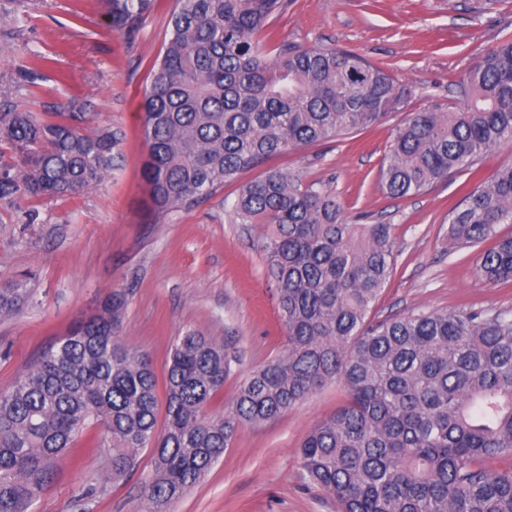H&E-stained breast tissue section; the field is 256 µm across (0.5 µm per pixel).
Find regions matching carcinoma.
<instances>
[{
	"label": "carcinoma",
	"mask_w": 512,
	"mask_h": 512,
	"mask_svg": "<svg viewBox=\"0 0 512 512\" xmlns=\"http://www.w3.org/2000/svg\"><path fill=\"white\" fill-rule=\"evenodd\" d=\"M160 0H101L112 31L137 32ZM287 0H172L169 32L141 102L146 219L198 203L246 169L364 130L399 111L407 85L343 49L293 46L273 27ZM464 103L412 112L378 173L392 197L419 194L512 144V40L487 49L459 81ZM77 112L0 106V207L77 196L118 166L122 132ZM235 224H270L262 242L287 345L211 406L240 364L237 350L199 331L173 344L158 424L148 357L117 336L122 300H105L0 390V512H29L52 463L99 427L112 477L149 450L142 512L201 483L238 431L280 416L338 381L346 401L300 447L307 478L338 512H512V310L375 313L395 265L389 224H351L325 183L279 169L239 188ZM512 162L451 212L448 240L492 239L476 274L512 281ZM31 299L0 283V319Z\"/></svg>",
	"instance_id": "1"
}]
</instances>
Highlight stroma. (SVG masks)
Instances as JSON below:
<instances>
[{
  "instance_id": "35a3bbf8",
  "label": "stroma",
  "mask_w": 512,
  "mask_h": 512,
  "mask_svg": "<svg viewBox=\"0 0 512 512\" xmlns=\"http://www.w3.org/2000/svg\"><path fill=\"white\" fill-rule=\"evenodd\" d=\"M167 24L166 10H159L128 38L112 32L97 0H27L22 8L0 0V102L40 111L87 97L97 126L126 134L121 166L81 195L38 203L37 223L0 210V279L26 280L32 290L21 314L0 319V389L113 294L124 298L120 340L148 354L157 381H164L172 344L185 331L233 343L241 362L215 404L219 410L241 378L286 343L260 248L267 228L231 223L224 208L238 184L260 176V169L160 223L144 221L140 103ZM277 26L290 44L351 50L409 86L402 110L376 129L268 162L303 182L329 183L349 222L390 225L396 266L377 315L512 308V281L489 283L474 274L481 247L448 244L452 206L512 162V145L484 154L478 175L460 172L418 195L389 196L377 179L391 134L406 114L461 103V76L484 50L512 37V0H290ZM36 55L48 62L31 84L24 68ZM344 398L333 382L278 418L242 428L206 480L170 512H337L335 500L308 481L298 451ZM108 458V449L80 437L55 462L30 512H77V497L90 485L98 488L90 512H138L153 470L150 451L117 480Z\"/></svg>"
}]
</instances>
